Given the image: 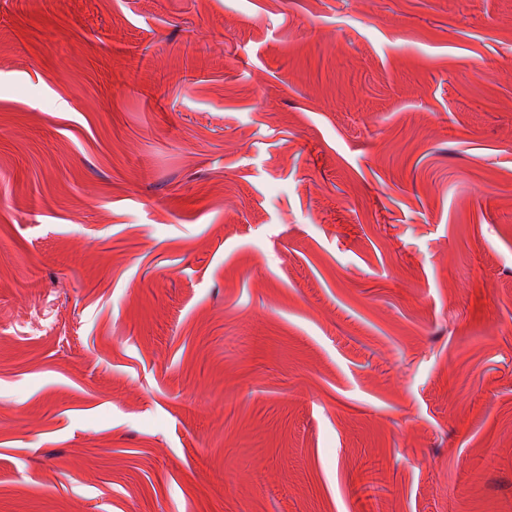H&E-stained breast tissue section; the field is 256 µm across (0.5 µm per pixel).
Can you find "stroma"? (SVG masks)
I'll use <instances>...</instances> for the list:
<instances>
[{
    "label": "stroma",
    "mask_w": 512,
    "mask_h": 512,
    "mask_svg": "<svg viewBox=\"0 0 512 512\" xmlns=\"http://www.w3.org/2000/svg\"><path fill=\"white\" fill-rule=\"evenodd\" d=\"M0 512H512V0H0Z\"/></svg>",
    "instance_id": "obj_1"
}]
</instances>
